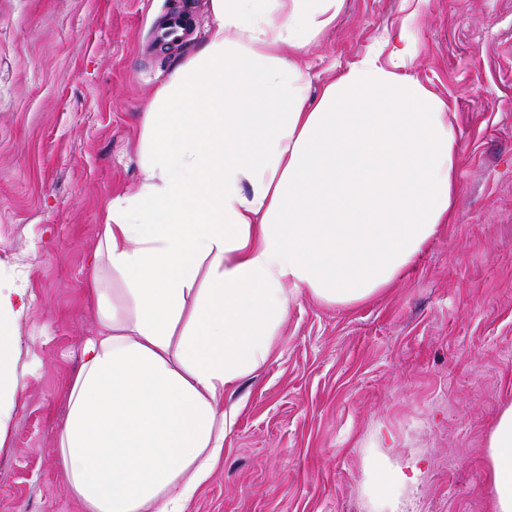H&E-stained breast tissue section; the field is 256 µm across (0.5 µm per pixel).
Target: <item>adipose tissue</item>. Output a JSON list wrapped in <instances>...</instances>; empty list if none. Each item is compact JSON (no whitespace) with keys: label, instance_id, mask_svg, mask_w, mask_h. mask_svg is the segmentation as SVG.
<instances>
[{"label":"adipose tissue","instance_id":"ef3b65f1","mask_svg":"<svg viewBox=\"0 0 512 512\" xmlns=\"http://www.w3.org/2000/svg\"><path fill=\"white\" fill-rule=\"evenodd\" d=\"M343 0H209L213 24L145 106L136 190L100 250L130 317L104 310L59 437L84 512H187L224 461V394L271 355L302 293L369 299L453 223L448 103L374 49L310 98L301 58ZM24 290L0 277V435L21 387ZM494 512H512V405L488 435Z\"/></svg>","mask_w":512,"mask_h":512}]
</instances>
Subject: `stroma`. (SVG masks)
Instances as JSON below:
<instances>
[{
	"mask_svg": "<svg viewBox=\"0 0 512 512\" xmlns=\"http://www.w3.org/2000/svg\"><path fill=\"white\" fill-rule=\"evenodd\" d=\"M161 44L174 0H0V272L22 275L21 388L0 437V512H83L57 439L112 197L140 177L143 108L212 23ZM448 100L460 143L454 223L370 299L301 294L271 358L224 395V462L190 512H374L370 453L404 468L402 512H493L486 441L512 405V0H343L307 48L310 96L379 44Z\"/></svg>",
	"mask_w": 512,
	"mask_h": 512,
	"instance_id": "stroma-1",
	"label": "stroma"
}]
</instances>
